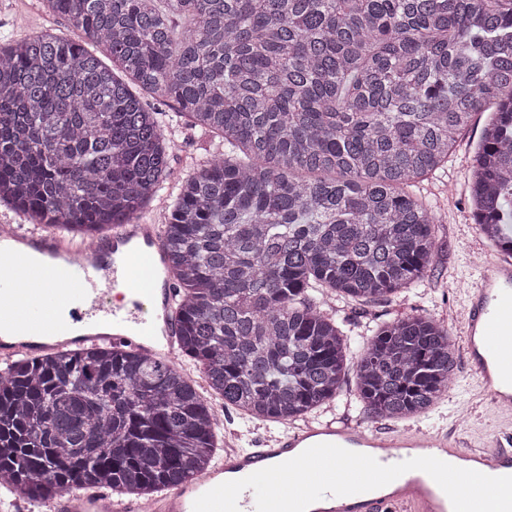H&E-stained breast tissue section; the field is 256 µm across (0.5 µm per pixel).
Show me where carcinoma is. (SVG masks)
I'll return each instance as SVG.
<instances>
[{"instance_id":"obj_1","label":"carcinoma","mask_w":512,"mask_h":512,"mask_svg":"<svg viewBox=\"0 0 512 512\" xmlns=\"http://www.w3.org/2000/svg\"><path fill=\"white\" fill-rule=\"evenodd\" d=\"M42 3L72 35L0 45V203L81 240L144 215L176 126L138 89L209 136L160 233L179 352L208 395L108 345L19 358L0 374V485L150 501L212 462L211 397L287 424L333 405L350 370L370 418L432 410L450 330L413 314L356 351L337 309L425 282L438 219L414 187L480 112L472 216L512 254V0Z\"/></svg>"}]
</instances>
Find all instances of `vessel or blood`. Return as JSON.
I'll list each match as a JSON object with an SVG mask.
<instances>
[{"label": "vessel or blood", "instance_id": "1", "mask_svg": "<svg viewBox=\"0 0 512 512\" xmlns=\"http://www.w3.org/2000/svg\"><path fill=\"white\" fill-rule=\"evenodd\" d=\"M58 233L0 232V360L64 349L68 325L83 323V345H109L150 357L172 358L175 326L169 318L175 291L162 278V248L154 224H123L99 240L93 255ZM139 287L131 305L110 303L111 291ZM463 355L497 413L512 419V261L485 265L461 319ZM331 443L391 465L420 455L458 457L490 476L512 475V447L444 433L365 430L348 419L307 421L258 447L226 445L217 466L186 488L159 492L152 512H193L196 498L220 483L289 460L310 446ZM100 491L72 488L44 503L45 512H142L135 501L104 502ZM453 512L445 492L425 472L404 473L368 495L326 496L308 512Z\"/></svg>", "mask_w": 512, "mask_h": 512}]
</instances>
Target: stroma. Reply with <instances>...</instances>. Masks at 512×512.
Wrapping results in <instances>:
<instances>
[{
    "mask_svg": "<svg viewBox=\"0 0 512 512\" xmlns=\"http://www.w3.org/2000/svg\"><path fill=\"white\" fill-rule=\"evenodd\" d=\"M65 19L45 12L40 0H0V39L36 36L44 33L67 34ZM478 115L475 125L462 137L445 169L420 182L416 191L435 210L439 250L424 285L410 292L377 303L348 305L341 311L356 334L367 335L377 323L415 312L432 314L450 331H457L467 293L480 280L482 256L497 257L498 251L480 235L470 212L468 166L485 124ZM207 139L200 130L182 128L170 153L174 176L192 172ZM399 429H419L431 434L457 429L473 441L511 429L497 417L478 394L475 377L465 361H458L454 379L441 400L426 415L398 423Z\"/></svg>",
    "mask_w": 512,
    "mask_h": 512,
    "instance_id": "obj_1",
    "label": "stroma"
}]
</instances>
